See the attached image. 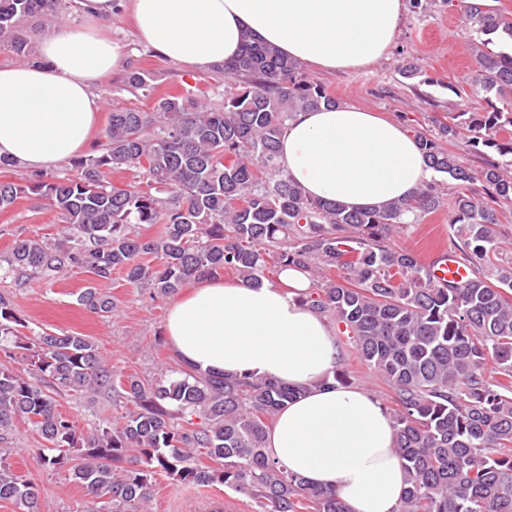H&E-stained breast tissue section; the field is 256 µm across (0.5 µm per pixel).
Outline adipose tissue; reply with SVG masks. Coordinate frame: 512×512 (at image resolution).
<instances>
[{
	"mask_svg": "<svg viewBox=\"0 0 512 512\" xmlns=\"http://www.w3.org/2000/svg\"><path fill=\"white\" fill-rule=\"evenodd\" d=\"M75 22L43 40L37 64L0 66V157L46 173L88 149L104 103L96 93L121 70L123 44L104 36L129 13L138 43L203 74L233 61L245 36L331 73L387 57L404 0H71ZM279 163L314 199L348 209L413 197L434 173L398 123L355 104L297 112ZM303 269L256 286L201 279L172 300L165 323L179 362L200 372L253 374L299 389L267 433L271 456L309 485L334 491L350 512H394L406 472L385 403L337 385L333 329L305 302Z\"/></svg>",
	"mask_w": 512,
	"mask_h": 512,
	"instance_id": "ef3b65f1",
	"label": "adipose tissue"
}]
</instances>
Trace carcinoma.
<instances>
[{"instance_id": "1", "label": "carcinoma", "mask_w": 512, "mask_h": 512, "mask_svg": "<svg viewBox=\"0 0 512 512\" xmlns=\"http://www.w3.org/2000/svg\"><path fill=\"white\" fill-rule=\"evenodd\" d=\"M65 8V0H0V48L30 56L27 29L52 27ZM460 10L476 35L512 39V17L484 0H461ZM215 72L238 89L215 102L206 90L186 88L156 97L150 112L114 110L100 148L75 158L69 172L1 179V211L36 195L58 227L15 241L0 272L55 282L77 268L105 282L118 271L164 299L225 271L260 283L303 267L320 278L306 303L344 326L361 362L394 394L396 451L408 476L395 512H512V265L498 263L497 216L512 201V138H497L512 127V51L475 46L468 86L484 95L487 110L459 112L453 123L433 117V128L415 131L429 167L461 188L450 223L468 269L462 283L435 282L414 252L393 243L441 206L439 181L378 210L308 197L277 163L278 144L293 113L336 98L298 62L249 38ZM125 87L153 90L137 70ZM462 129L467 150L484 161L478 171L443 146ZM118 171L136 181L113 185L108 175ZM476 181L479 199L464 191ZM79 301L103 317L115 309L97 288ZM26 328L0 294V440L15 421L30 424L48 443L42 465L86 487L83 512H145L159 475L221 484L254 512H350L334 492L308 486L268 453L272 419L297 391L179 364L145 379L110 367L81 334L30 336ZM61 394L101 395L116 415L83 436L57 409ZM41 495L35 481L11 471L1 449L0 502L39 512Z\"/></svg>"}]
</instances>
